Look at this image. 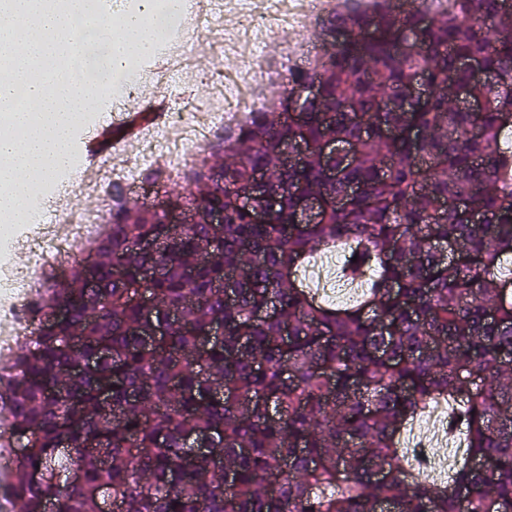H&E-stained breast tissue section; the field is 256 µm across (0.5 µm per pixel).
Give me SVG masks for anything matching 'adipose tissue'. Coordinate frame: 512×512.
Segmentation results:
<instances>
[{
  "label": "adipose tissue",
  "mask_w": 512,
  "mask_h": 512,
  "mask_svg": "<svg viewBox=\"0 0 512 512\" xmlns=\"http://www.w3.org/2000/svg\"><path fill=\"white\" fill-rule=\"evenodd\" d=\"M0 13L6 16L0 45L11 46L17 32L25 34L10 77L0 78V108L10 128L0 135V181L8 187L5 210L16 214L30 209L38 185L67 166L76 121L99 97V84L84 64L70 63L57 77L39 75V65L55 60L62 43L82 48L94 37L111 45L113 71L121 56L141 52L150 31L101 11L80 16L58 0H0Z\"/></svg>",
  "instance_id": "obj_1"
}]
</instances>
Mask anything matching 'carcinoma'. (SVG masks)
<instances>
[{"mask_svg": "<svg viewBox=\"0 0 512 512\" xmlns=\"http://www.w3.org/2000/svg\"><path fill=\"white\" fill-rule=\"evenodd\" d=\"M346 2L316 18L315 64L288 66V95L219 139L240 161L204 159L180 191L145 175L194 223L165 224L114 184L108 235L50 273L0 371L19 512H102L107 492L123 512H512V9ZM418 78L428 94L410 102ZM297 138L287 161L279 144ZM337 247L343 276L367 282L351 307L300 277ZM55 307L67 318L49 325ZM440 400L467 441L446 482L401 464L405 426Z\"/></svg>", "mask_w": 512, "mask_h": 512, "instance_id": "carcinoma-1", "label": "carcinoma"}]
</instances>
